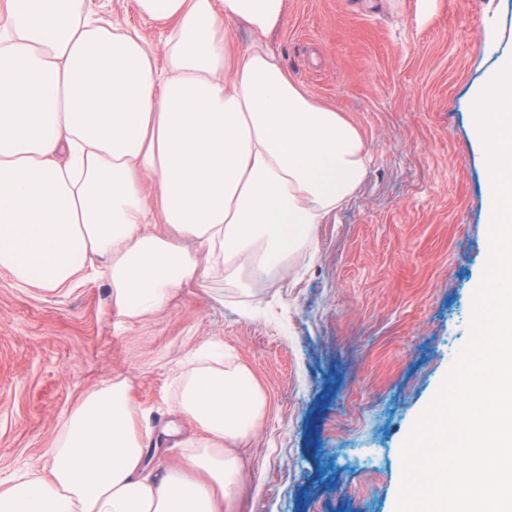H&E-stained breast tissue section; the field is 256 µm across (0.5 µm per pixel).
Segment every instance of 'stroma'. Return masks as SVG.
I'll return each mask as SVG.
<instances>
[{"instance_id": "1", "label": "stroma", "mask_w": 512, "mask_h": 512, "mask_svg": "<svg viewBox=\"0 0 512 512\" xmlns=\"http://www.w3.org/2000/svg\"><path fill=\"white\" fill-rule=\"evenodd\" d=\"M87 3L158 40L135 0ZM265 40L292 81L357 129L365 181L316 225L314 255L254 281L251 298L212 275L128 321L104 280L45 291L0 269V483L48 476L72 407L123 379L150 469L178 466L181 440L201 435L177 408L178 378L213 341L267 399L237 447L233 512H395L402 445L471 337L489 261L470 116L512 53V0H286Z\"/></svg>"}]
</instances>
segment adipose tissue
I'll return each instance as SVG.
<instances>
[{"instance_id":"obj_1","label":"adipose tissue","mask_w":512,"mask_h":512,"mask_svg":"<svg viewBox=\"0 0 512 512\" xmlns=\"http://www.w3.org/2000/svg\"><path fill=\"white\" fill-rule=\"evenodd\" d=\"M135 2L163 28L161 50L92 19L87 0H6L0 21V268L50 291L99 275L129 320L208 272L246 296L252 272H287L370 163L356 128L315 104L265 42L286 0ZM239 23L255 39L232 61ZM177 403L205 433L180 466L153 475L115 382L73 408L50 478L0 483V512H229L234 447L266 397L208 345Z\"/></svg>"}]
</instances>
